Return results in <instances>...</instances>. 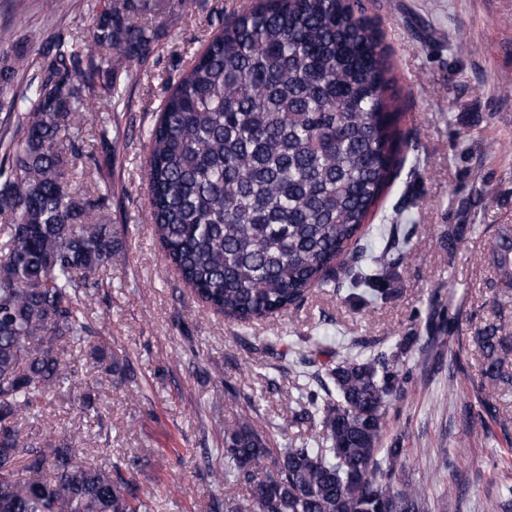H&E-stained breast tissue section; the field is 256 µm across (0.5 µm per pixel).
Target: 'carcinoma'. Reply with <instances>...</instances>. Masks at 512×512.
<instances>
[{"label": "carcinoma", "mask_w": 512, "mask_h": 512, "mask_svg": "<svg viewBox=\"0 0 512 512\" xmlns=\"http://www.w3.org/2000/svg\"><path fill=\"white\" fill-rule=\"evenodd\" d=\"M157 0H108L92 28L58 32L32 59L0 69V83L35 65L34 88L14 95L24 113L0 139V512H154L136 493L139 460L88 462L66 442L34 446L20 421L75 376L68 349L88 343L84 296L112 262L108 194L72 189L71 158L84 152L78 112L124 103L119 67L157 40ZM147 132L149 220L167 260L195 296L244 326L287 312L315 287L347 289L368 307L409 251L410 237L379 254L358 248L398 167L401 111L390 54L362 0H261L237 14L196 61L170 73ZM494 264L512 286V229L498 234ZM388 354H346L314 373L307 416L325 437L274 447L243 419L224 427L225 512H424L417 487L394 490L403 449L383 446L387 410L408 382ZM487 381L512 385V339L478 333Z\"/></svg>", "instance_id": "obj_1"}]
</instances>
